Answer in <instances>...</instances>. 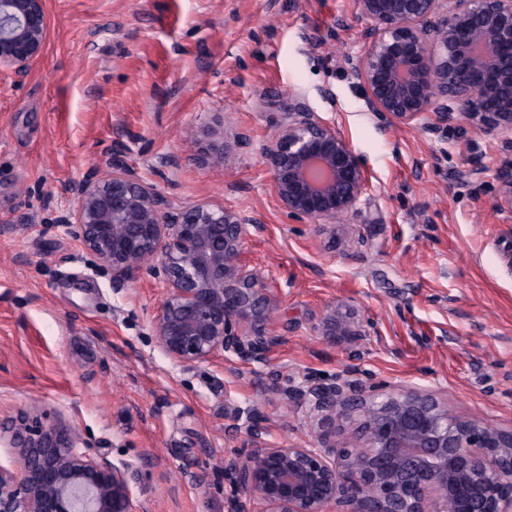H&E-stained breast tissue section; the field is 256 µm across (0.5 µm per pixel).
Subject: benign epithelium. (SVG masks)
<instances>
[{
	"label": "benign epithelium",
	"mask_w": 512,
	"mask_h": 512,
	"mask_svg": "<svg viewBox=\"0 0 512 512\" xmlns=\"http://www.w3.org/2000/svg\"><path fill=\"white\" fill-rule=\"evenodd\" d=\"M361 53L343 58L383 128L429 133L460 121L497 138L499 209L512 215V0H358ZM48 37L46 0H0V69L27 76ZM247 133L214 143L207 163L236 165ZM270 188L294 220L334 224L358 211L368 168L350 142L302 95L285 101L282 120L262 150ZM75 207L56 217L126 288L142 271L162 273L165 297L152 324L162 353L179 363L217 354L263 360L277 337L266 284L241 262L254 215L222 205L176 203L112 148L110 171L72 185ZM318 333L329 341L362 335L332 307ZM336 423L360 419L358 448L331 459L336 441L312 448L270 446L253 414L252 452L229 464L238 512H512V431L448 412L429 390L390 389L360 378L314 383L286 393ZM78 434L20 412L0 426L16 463L0 466V512H134L125 469L94 461Z\"/></svg>",
	"instance_id": "1"
}]
</instances>
